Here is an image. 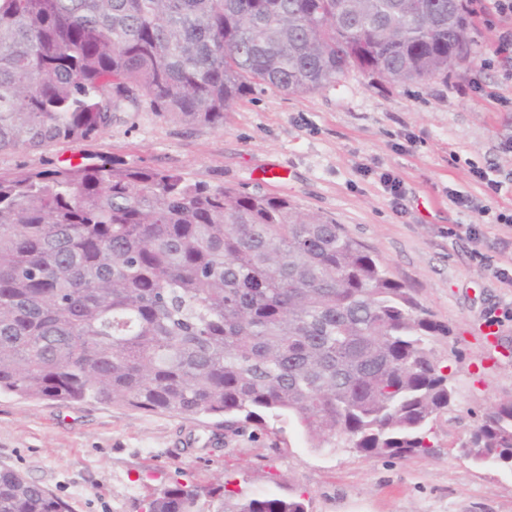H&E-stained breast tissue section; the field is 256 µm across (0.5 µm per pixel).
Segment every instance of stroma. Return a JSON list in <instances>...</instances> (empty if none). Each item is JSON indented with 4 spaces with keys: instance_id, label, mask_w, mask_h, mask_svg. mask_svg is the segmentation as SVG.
Masks as SVG:
<instances>
[{
    "instance_id": "obj_1",
    "label": "stroma",
    "mask_w": 512,
    "mask_h": 512,
    "mask_svg": "<svg viewBox=\"0 0 512 512\" xmlns=\"http://www.w3.org/2000/svg\"><path fill=\"white\" fill-rule=\"evenodd\" d=\"M469 35L472 55L444 82L392 85L353 72L312 93L250 95L220 130L122 112L96 140L0 154L10 176L101 154L336 219L450 329L433 344L455 387L433 455L316 448L294 422L271 417L265 431L232 434L216 417L2 393L0 466L68 512H145L173 480L207 486L224 475L234 491L303 496L309 512H512V469L474 465L459 449L486 408L512 396V285L496 275L512 268V227L494 221L512 209V184L491 197L469 175L473 165L512 171V81L492 62L485 17H473ZM386 173L401 182L402 206L380 181ZM452 189L477 208L454 206Z\"/></svg>"
}]
</instances>
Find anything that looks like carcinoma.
I'll use <instances>...</instances> for the list:
<instances>
[{
	"label": "carcinoma",
	"mask_w": 512,
	"mask_h": 512,
	"mask_svg": "<svg viewBox=\"0 0 512 512\" xmlns=\"http://www.w3.org/2000/svg\"><path fill=\"white\" fill-rule=\"evenodd\" d=\"M468 0H0V153L92 140L148 109L224 128L247 95L358 70L448 81ZM450 333L336 220L286 197L91 155L0 176V393L224 418L288 416L315 448L432 454ZM512 465V396L461 445ZM0 512H66L0 467ZM146 512H307L179 481Z\"/></svg>",
	"instance_id": "cac0c4a2"
}]
</instances>
